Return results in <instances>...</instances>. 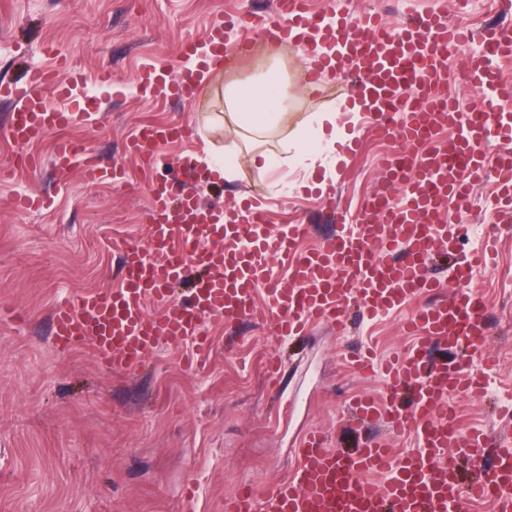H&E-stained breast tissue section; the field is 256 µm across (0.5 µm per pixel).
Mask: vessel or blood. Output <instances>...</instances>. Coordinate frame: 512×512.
Instances as JSON below:
<instances>
[{
  "mask_svg": "<svg viewBox=\"0 0 512 512\" xmlns=\"http://www.w3.org/2000/svg\"><path fill=\"white\" fill-rule=\"evenodd\" d=\"M276 11L278 19L270 23L244 17L243 28L258 27L259 34L246 33L230 46L223 16H214L209 42L230 65L252 55L259 43L295 42V29L314 31L320 22L306 0H276ZM469 39L468 30L435 11L396 28L373 14H338L335 28L321 39L327 50L312 54L305 80L315 85L328 73L354 78V98L369 103V131L406 147L386 162L404 196L396 202L375 193L350 223L312 250L298 248L306 225L272 233L255 201L240 204L237 220L204 207L189 159L176 162L172 178L153 177L163 145L191 139L186 124L143 125L128 142L146 173V240L123 248L118 288L59 301L52 316L56 349L92 344L106 369L130 375L163 344H189L197 356H207L208 316L258 321L273 335L292 336L315 322L342 326L353 298L371 316L411 309L405 327L417 342L380 363L368 353L359 357L362 370L380 372L381 395H358L351 411L357 422L380 420L392 435L413 437L414 448L396 458L373 438L339 452L329 448L323 432H310L296 450L287 482L264 496L243 485L225 512H471L477 500L495 502L496 512H512V440L492 444L482 432H462L454 405L460 395L477 398L486 390V300L472 278L488 264L491 249L453 262L450 273L459 288L448 297L436 298L440 283L428 272L432 259L460 236L473 188L487 172H495L498 202L512 213V109L502 104L508 92L497 69L498 61L512 56V29L495 27L480 37L468 79L482 108L464 114L447 93V60L450 50ZM86 81L77 71L61 81L55 70L34 68L25 81L0 84V98L17 104L9 140L29 146L73 125L77 91ZM142 82L150 96L173 101L193 100L202 88L198 73L186 68L149 70ZM48 90L59 106L47 103ZM52 164L62 174L81 166L90 183L123 176L119 168L102 167L78 140H60ZM217 239L223 248L214 247ZM272 255L286 260V274H274ZM192 270L197 276L189 296L175 299L176 287ZM424 294L430 300L422 305ZM488 456L493 464L487 474L462 481V460L479 467ZM376 473L383 482L373 481Z\"/></svg>",
  "mask_w": 512,
  "mask_h": 512,
  "instance_id": "vessel-or-blood-1",
  "label": "vessel or blood"
}]
</instances>
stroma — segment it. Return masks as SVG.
<instances>
[{
  "mask_svg": "<svg viewBox=\"0 0 512 512\" xmlns=\"http://www.w3.org/2000/svg\"><path fill=\"white\" fill-rule=\"evenodd\" d=\"M318 15L377 12L391 25L404 23L425 6L449 23L478 27L461 0H309ZM222 14L227 41L242 34L241 15L275 18V0H0V80L21 77L31 67L53 64V53L68 57L71 69L90 75L112 72L116 93L87 86L83 101L96 118L66 129L83 140L105 165L122 166L123 182H86L79 170L60 176L50 165L57 133L39 144L19 147L6 134L12 106L0 101V165L18 154L40 160L35 172L19 171L0 182V512H224V504L248 483L267 494L286 480L295 464L294 448L305 431L326 430L331 445L351 448L359 441L343 430L346 404L358 392L375 393L380 378L353 370L348 356L365 346L379 355L404 350L410 342L399 310L366 322L351 307L344 330L313 326L290 342L269 327L208 321L213 348L203 368L188 366L189 348L162 346L135 376L99 365L84 344L60 351L51 343V315L62 297L107 293L120 283L119 245L144 237L147 196L139 165L126 152L136 128L145 123L188 124L192 139L166 146L169 162L190 157L198 171L221 159L229 178L201 182L204 205L237 216L242 200L264 199L273 228L313 221L303 247L316 245L329 227L319 214L336 207L351 215L372 194L385 190L400 198L403 189L387 182L385 158L399 153L396 139L367 137L346 170L332 157L313 152L297 159L295 143L312 132L319 112L344 110L350 80L325 78L309 87L297 47L285 44L292 86L287 125L266 133L238 127L226 98L235 81L250 82L278 68L271 51L210 77L190 102L147 97L141 70L177 71L188 61L178 53L184 39L207 44V26ZM471 47L451 50L448 92L460 111L480 106L466 80ZM265 162H258V155ZM54 198L53 210L18 211L20 194ZM493 185L474 193L467 220L470 235L457 247L480 246L496 221ZM492 334L487 354L497 366L488 397L456 398L465 428L484 429L490 439L512 434L494 404L512 396V223L504 225L493 266L479 269ZM281 351L284 364L277 391H270L267 362ZM198 498L187 506V482Z\"/></svg>",
  "mask_w": 512,
  "mask_h": 512,
  "instance_id": "1",
  "label": "stroma"
}]
</instances>
